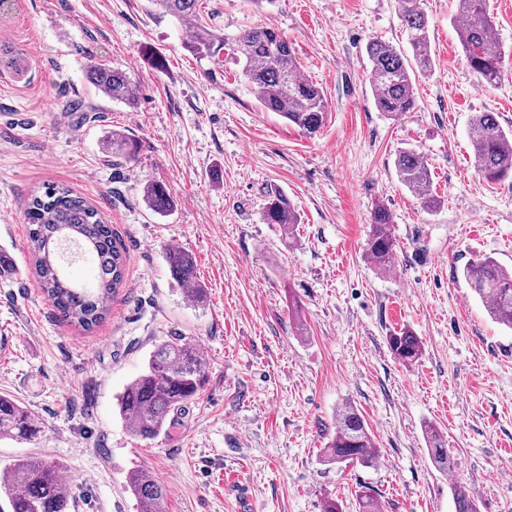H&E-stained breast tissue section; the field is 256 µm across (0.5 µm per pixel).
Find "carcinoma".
<instances>
[{
	"label": "carcinoma",
	"mask_w": 512,
	"mask_h": 512,
	"mask_svg": "<svg viewBox=\"0 0 512 512\" xmlns=\"http://www.w3.org/2000/svg\"><path fill=\"white\" fill-rule=\"evenodd\" d=\"M150 2L158 15L191 26L192 34L184 42V49L194 56L214 57L229 47L265 110L279 113L308 135L320 130L326 115L324 95L299 74L292 48L276 27L260 24L225 36L202 17L204 0ZM458 2L462 24L457 37L466 60L481 79L496 83L502 77V56L494 39L495 28L486 0ZM396 4L412 57L380 40H370L365 46L375 103L380 111L392 116L414 109L416 72L428 73L434 66L428 20L417 0H396ZM86 78L104 97L129 107L137 105V87L125 72L106 63H94L87 68ZM469 138L478 171L486 179L499 181L512 176V134L506 133L495 113H475ZM107 144L112 146V154L127 162L139 155L138 140L118 130L111 132ZM396 169L400 182L414 193L422 209L437 208L439 200L432 191L430 169L417 151H399ZM144 199L157 214L169 212L174 204L167 186L160 182L145 187ZM25 219L43 294L62 321L87 331L93 329L105 319L107 301L124 280L125 255L112 225L83 197L58 185H49L44 192L31 195ZM264 221L290 230L298 223L294 207L277 189L268 191ZM391 224L389 210L376 206L371 214L365 253L382 270L390 266L396 247ZM66 240L80 242L97 258L98 278L93 287L77 285L65 272L58 247ZM165 255L173 280L181 288H190L195 302H203L206 291L197 281L192 256L177 247L167 248ZM463 277L492 320L512 330V271L485 257L467 264ZM387 340L391 353L404 364L414 363L423 354L422 340L408 328L391 333ZM203 373L197 350L182 340L173 338L156 346L145 370L119 396L120 415L128 431L141 440L157 438L171 413L199 393ZM40 431L41 426L24 404L0 395V437L31 441ZM424 434L436 467L442 471L455 469L457 462L448 455L438 429L428 423L424 425ZM378 455L375 439L358 411L350 404L338 409L335 433L324 449L326 462L370 466ZM0 490L7 494L11 512H69L72 504L71 489L63 480L60 467L37 457L19 459L5 467L0 472ZM126 490L136 499L139 512H166L163 487L141 471L129 475ZM454 504L455 512H477L473 497L463 485L454 488Z\"/></svg>",
	"instance_id": "cac0c4a2"
}]
</instances>
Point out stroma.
Masks as SVG:
<instances>
[{
  "mask_svg": "<svg viewBox=\"0 0 512 512\" xmlns=\"http://www.w3.org/2000/svg\"><path fill=\"white\" fill-rule=\"evenodd\" d=\"M503 76L469 68L455 30L458 0H419L435 65L416 77L415 107L379 111L365 46L408 51L396 0H206L211 25L235 34L268 24L324 93L315 135L264 111L231 54L199 59L186 26L149 0H6L0 7V394L43 427L33 442L0 438V469L29 456L57 463L71 512H138L125 490L151 463L166 512H356L361 489L382 512H455L453 487L478 512H512V330L493 322L462 271L490 257L512 269V177L486 180L468 136L477 112L512 130V0H486ZM126 71L136 106L115 103L85 71ZM136 138V161L113 157L110 131ZM423 156L440 199L421 208L399 180V150ZM174 207L151 211L148 183ZM67 186L126 247L125 280L92 331L61 322L33 273L25 207ZM278 187L299 218L265 223ZM393 217L394 265L363 247L370 216ZM196 261L206 290L187 298L168 247ZM424 344L405 365L387 337ZM199 348L205 383L156 440L133 437L117 399L159 343ZM355 407L381 450L371 466L327 463L336 412ZM459 466L432 462L425 423ZM146 205L157 214H166L173 207V198L164 183H149L144 190Z\"/></svg>",
  "mask_w": 512,
  "mask_h": 512,
  "instance_id": "stroma-1",
  "label": "stroma"
}]
</instances>
